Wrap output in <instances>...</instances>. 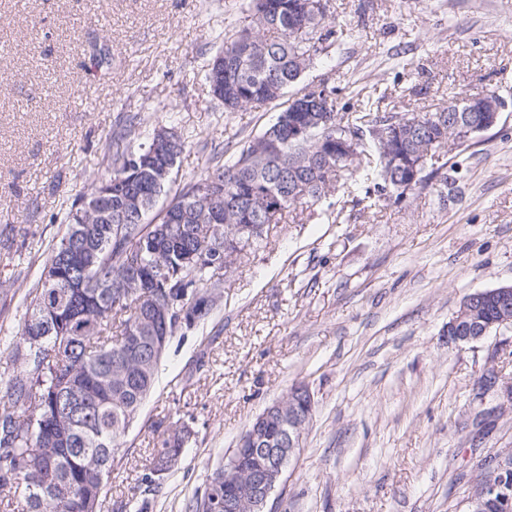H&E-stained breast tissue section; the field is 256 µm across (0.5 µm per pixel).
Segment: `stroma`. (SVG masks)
<instances>
[{"label":"stroma","mask_w":512,"mask_h":512,"mask_svg":"<svg viewBox=\"0 0 512 512\" xmlns=\"http://www.w3.org/2000/svg\"><path fill=\"white\" fill-rule=\"evenodd\" d=\"M246 0H0V387L5 338L67 197L103 173L122 113L193 138L173 176L200 171L211 141L257 135L272 105L224 111L203 69ZM336 42L303 84L339 112H416L494 90L498 121L448 162L447 182L347 207L341 193L290 211L230 272L212 319L175 337L154 391L114 456L101 512H189L249 422L297 382L316 403L273 512H463L477 461L512 449V330L459 349L448 322L468 294L512 285V0H330ZM112 55L91 74L93 49ZM184 459L140 480L162 434Z\"/></svg>","instance_id":"1"}]
</instances>
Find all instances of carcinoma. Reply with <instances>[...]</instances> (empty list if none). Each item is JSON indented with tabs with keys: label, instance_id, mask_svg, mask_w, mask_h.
<instances>
[{
	"label": "carcinoma",
	"instance_id": "1",
	"mask_svg": "<svg viewBox=\"0 0 512 512\" xmlns=\"http://www.w3.org/2000/svg\"><path fill=\"white\" fill-rule=\"evenodd\" d=\"M248 12L249 23L222 38L205 73L209 95L226 112L279 100L336 35L328 0L316 10L309 0H248ZM298 95L302 106H286L231 156L224 157V142L214 144L200 173L158 211L172 179L156 183L150 164L163 165L169 153L156 141L172 133L180 154L186 138L158 123L134 148L144 119L132 115L115 125L105 173L95 184L111 219L88 223L96 259L88 263L84 244H66L82 210L81 193L65 210V229L49 244L40 268L65 264L77 272L78 287L61 281L51 289L37 277L21 332L10 343L18 367L0 395V490L16 493L15 512H101L114 455L160 366L149 334L138 332L150 302L170 305L171 337L205 324L211 306L199 309L189 325L176 319L197 297L220 288L290 208L321 201L359 170L365 194L378 201L401 200L400 185L411 178L416 190L437 177L446 184L448 171L434 155L451 153V140L468 148L483 131L484 113L465 110V92L433 112L361 111L351 117L336 112L334 91L323 86L304 87ZM342 138L354 149H341ZM155 146L163 155L150 163ZM229 224L261 230L237 242L227 262L215 228ZM63 416L71 427L62 438L57 419ZM185 438L183 432L161 439L141 481L150 487L173 471L168 457L183 455ZM224 473L222 465L211 473L192 512H205L214 497L224 499ZM479 476L512 493V471L495 473L487 463Z\"/></svg>",
	"mask_w": 512,
	"mask_h": 512
}]
</instances>
